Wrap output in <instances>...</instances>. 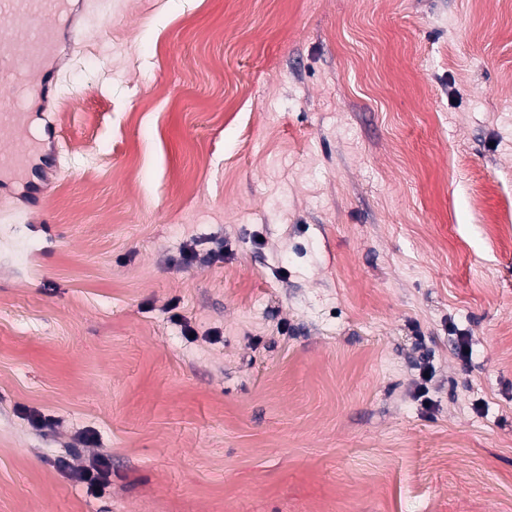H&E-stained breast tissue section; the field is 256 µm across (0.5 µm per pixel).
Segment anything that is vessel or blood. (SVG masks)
I'll return each instance as SVG.
<instances>
[{
  "label": "vessel or blood",
  "mask_w": 512,
  "mask_h": 512,
  "mask_svg": "<svg viewBox=\"0 0 512 512\" xmlns=\"http://www.w3.org/2000/svg\"><path fill=\"white\" fill-rule=\"evenodd\" d=\"M72 24L69 0H0V82L14 87L0 99L1 129L24 125L22 97H57L54 74L39 64L55 52Z\"/></svg>",
  "instance_id": "1"
}]
</instances>
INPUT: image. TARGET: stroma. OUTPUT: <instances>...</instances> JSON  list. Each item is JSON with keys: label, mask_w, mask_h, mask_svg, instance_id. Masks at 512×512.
I'll use <instances>...</instances> for the list:
<instances>
[{"label": "stroma", "mask_w": 512, "mask_h": 512, "mask_svg": "<svg viewBox=\"0 0 512 512\" xmlns=\"http://www.w3.org/2000/svg\"><path fill=\"white\" fill-rule=\"evenodd\" d=\"M72 34L0 136L50 156L39 210L0 171V512H512L506 0ZM96 458L101 493L57 466Z\"/></svg>", "instance_id": "35a3bbf8"}]
</instances>
